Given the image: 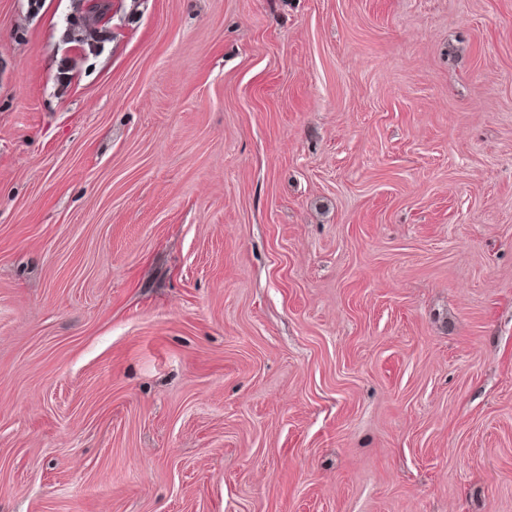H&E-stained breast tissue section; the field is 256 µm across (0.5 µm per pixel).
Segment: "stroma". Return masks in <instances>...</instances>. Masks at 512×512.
I'll use <instances>...</instances> for the list:
<instances>
[{"mask_svg":"<svg viewBox=\"0 0 512 512\" xmlns=\"http://www.w3.org/2000/svg\"><path fill=\"white\" fill-rule=\"evenodd\" d=\"M0 0V512H512V0Z\"/></svg>","mask_w":512,"mask_h":512,"instance_id":"obj_1","label":"stroma"}]
</instances>
